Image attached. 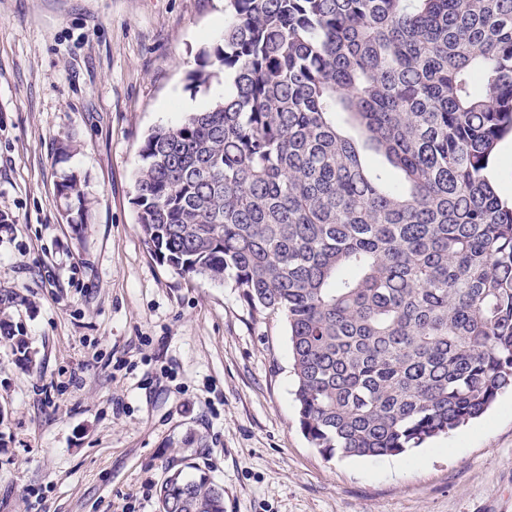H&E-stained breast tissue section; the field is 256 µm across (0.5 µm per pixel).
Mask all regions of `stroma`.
<instances>
[{
	"instance_id": "35a3bbf8",
	"label": "stroma",
	"mask_w": 512,
	"mask_h": 512,
	"mask_svg": "<svg viewBox=\"0 0 512 512\" xmlns=\"http://www.w3.org/2000/svg\"><path fill=\"white\" fill-rule=\"evenodd\" d=\"M225 6L0 0V324L19 329L0 335V512H159L177 470L226 512H512V393L403 455L327 458L298 423L284 318L146 247L140 148L223 94L186 74Z\"/></svg>"
}]
</instances>
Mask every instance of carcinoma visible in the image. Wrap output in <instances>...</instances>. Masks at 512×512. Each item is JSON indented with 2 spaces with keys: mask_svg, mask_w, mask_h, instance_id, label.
Listing matches in <instances>:
<instances>
[{
  "mask_svg": "<svg viewBox=\"0 0 512 512\" xmlns=\"http://www.w3.org/2000/svg\"><path fill=\"white\" fill-rule=\"evenodd\" d=\"M187 75L224 97L141 147L136 219L179 274L284 317L301 430L399 456L512 392V0H227ZM159 512H224L175 472ZM495 188L503 198H512V139L503 140L491 165Z\"/></svg>",
  "mask_w": 512,
  "mask_h": 512,
  "instance_id": "carcinoma-1",
  "label": "carcinoma"
}]
</instances>
